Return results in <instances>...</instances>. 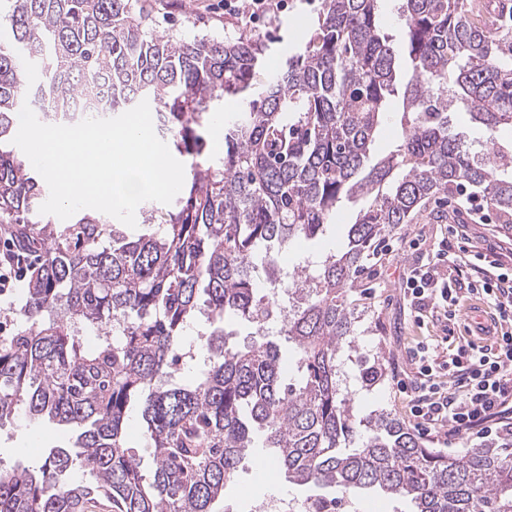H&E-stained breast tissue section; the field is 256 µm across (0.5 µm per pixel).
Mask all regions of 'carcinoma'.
I'll return each instance as SVG.
<instances>
[{"label":"carcinoma","instance_id":"obj_1","mask_svg":"<svg viewBox=\"0 0 512 512\" xmlns=\"http://www.w3.org/2000/svg\"><path fill=\"white\" fill-rule=\"evenodd\" d=\"M381 0H323L302 51L275 72L246 36L178 38L145 30L137 0H0V224L38 259L19 330L0 336V424L23 410L71 430L36 469H0V512H224V487L263 435L266 457L311 498L375 495L408 512H512V431L448 457L388 412L354 413L338 361L354 347L353 296L379 242L431 201L468 193L512 232V32L470 17L468 0H402L411 77L395 151L369 163L379 117L398 92L396 54L381 33ZM38 73L31 84L28 68ZM106 94L120 115L146 99L169 146L194 158L175 208L130 238L104 213H75L58 230L39 213L43 178L12 143L24 103L64 110ZM224 131V158L197 161L212 111L252 95ZM470 112L490 148L448 130ZM369 199L344 249L281 277L277 249L326 233L343 201ZM288 298L279 336L294 349L285 378L279 340L242 346L231 322L268 320ZM206 316L208 368L180 364L187 330ZM102 334L91 351L79 336ZM383 365L362 367L380 381ZM137 413L153 448L147 474L127 447ZM364 431L362 446L342 447ZM82 480L72 481V474Z\"/></svg>","mask_w":512,"mask_h":512}]
</instances>
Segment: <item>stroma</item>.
Instances as JSON below:
<instances>
[{
  "label": "stroma",
  "instance_id": "stroma-1",
  "mask_svg": "<svg viewBox=\"0 0 512 512\" xmlns=\"http://www.w3.org/2000/svg\"><path fill=\"white\" fill-rule=\"evenodd\" d=\"M152 30L173 32L185 37H234L248 33L267 46L269 70H277L294 54L307 32L317 21L322 0H285L276 14L253 21L225 16L224 0H141ZM363 201L343 203L332 218L326 234L314 240H294L281 249L279 263L292 268L303 259L317 260L330 251H342L348 224L354 223ZM473 207L450 196L433 204L430 212L413 223L400 225L387 235L378 253L368 263L361 280L365 286L361 301L365 309L357 326L354 347L341 358L342 386L351 393L358 416L387 411L403 422H410V398L397 390V379L412 370L411 355L419 343L439 350L453 349L459 343L458 329L477 310L487 309L482 297L469 294L468 281L475 273L470 266L456 261L459 248L495 254L506 267H512V236L497 228L491 212L474 217ZM447 245L453 259L448 264V278L458 290L459 305L455 319L440 312L415 314L404 297L406 279L413 269L427 264L440 245ZM383 358V378L373 386L360 379L362 365ZM39 433L43 447L65 445L68 434L47 421L29 422L19 416L0 426V467L38 466L41 455L24 454L31 433ZM262 449H253L242 460L234 480L224 489V512H253L256 502L285 500L307 502V488L288 483L277 470L260 465Z\"/></svg>",
  "mask_w": 512,
  "mask_h": 512
}]
</instances>
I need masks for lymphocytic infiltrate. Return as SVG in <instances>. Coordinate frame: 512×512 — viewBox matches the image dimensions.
I'll list each match as a JSON object with an SVG mask.
<instances>
[{"label": "lymphocytic infiltrate", "mask_w": 512, "mask_h": 512, "mask_svg": "<svg viewBox=\"0 0 512 512\" xmlns=\"http://www.w3.org/2000/svg\"><path fill=\"white\" fill-rule=\"evenodd\" d=\"M447 259L445 252H437L408 279L406 289L415 311L455 306V290L443 271ZM476 259L484 272L469 282L468 290L492 304L495 342L486 349L461 344L441 360L428 348L417 349L412 357L410 414L419 428L485 438L497 425L512 421V271L503 270L488 255L480 253Z\"/></svg>", "instance_id": "lymphocytic-infiltrate-1"}]
</instances>
